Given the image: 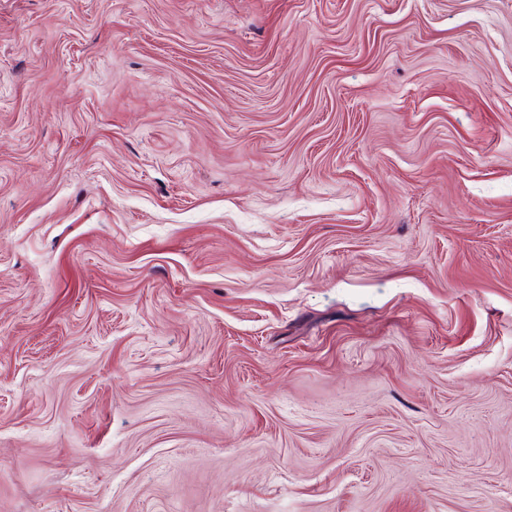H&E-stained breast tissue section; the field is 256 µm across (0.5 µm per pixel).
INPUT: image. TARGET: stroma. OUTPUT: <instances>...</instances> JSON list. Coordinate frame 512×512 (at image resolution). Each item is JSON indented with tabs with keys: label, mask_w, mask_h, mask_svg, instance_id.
Masks as SVG:
<instances>
[{
	"label": "stroma",
	"mask_w": 512,
	"mask_h": 512,
	"mask_svg": "<svg viewBox=\"0 0 512 512\" xmlns=\"http://www.w3.org/2000/svg\"><path fill=\"white\" fill-rule=\"evenodd\" d=\"M0 512H512V0H0Z\"/></svg>",
	"instance_id": "obj_1"
}]
</instances>
